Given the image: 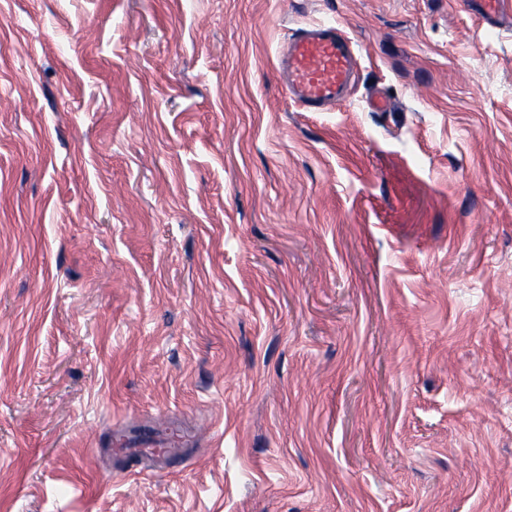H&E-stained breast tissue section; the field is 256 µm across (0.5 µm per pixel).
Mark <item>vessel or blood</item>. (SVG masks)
Here are the masks:
<instances>
[{
	"mask_svg": "<svg viewBox=\"0 0 512 512\" xmlns=\"http://www.w3.org/2000/svg\"><path fill=\"white\" fill-rule=\"evenodd\" d=\"M465 4L491 26L512 15V0H465ZM279 72L290 100L307 111L321 112L343 102L355 84L357 49L335 26L318 24L304 28L287 41L279 58ZM191 442L187 433L146 432L137 427H123L114 433L117 451L127 457L159 452L180 455Z\"/></svg>",
	"mask_w": 512,
	"mask_h": 512,
	"instance_id": "obj_1",
	"label": "vessel or blood"
}]
</instances>
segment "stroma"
Masks as SVG:
<instances>
[{"label": "stroma", "mask_w": 512, "mask_h": 512, "mask_svg": "<svg viewBox=\"0 0 512 512\" xmlns=\"http://www.w3.org/2000/svg\"><path fill=\"white\" fill-rule=\"evenodd\" d=\"M312 24L360 55L323 112ZM161 410L191 459L96 456ZM0 512H512V24L0 0ZM279 61L286 94L308 112H322L343 102L358 73L354 42L333 25L301 29L286 42Z\"/></svg>", "instance_id": "obj_1"}]
</instances>
